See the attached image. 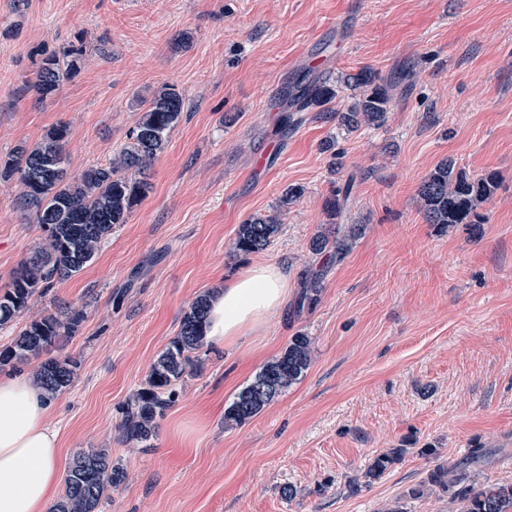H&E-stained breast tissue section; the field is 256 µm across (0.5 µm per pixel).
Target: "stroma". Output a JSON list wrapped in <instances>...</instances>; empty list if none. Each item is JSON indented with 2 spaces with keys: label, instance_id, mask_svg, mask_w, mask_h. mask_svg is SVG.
Here are the masks:
<instances>
[{
  "label": "stroma",
  "instance_id": "obj_1",
  "mask_svg": "<svg viewBox=\"0 0 512 512\" xmlns=\"http://www.w3.org/2000/svg\"><path fill=\"white\" fill-rule=\"evenodd\" d=\"M65 47L79 50L77 71L39 100L42 55ZM362 68L395 83L382 128L338 134L344 88L290 113L303 76ZM167 84L184 114L146 197L16 320L86 309L51 350L81 363L50 403L60 472L78 449H111L127 479L100 512H459L425 480L473 448L478 482L512 484V0H0V159L64 123L71 173L108 164ZM448 157L496 174L482 223H425L417 190ZM291 184L305 194L280 207ZM346 184L342 221L364 230L336 261L310 244ZM19 192L0 181V289L44 237ZM255 213L278 214L274 242L230 253ZM261 261L287 266L286 306L234 346L204 345L151 448L122 443L123 409L189 303ZM311 269L321 288L302 307ZM300 333L305 376L226 427L235 395ZM394 448L401 458L367 481Z\"/></svg>",
  "mask_w": 512,
  "mask_h": 512
}]
</instances>
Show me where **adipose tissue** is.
I'll return each mask as SVG.
<instances>
[{"mask_svg": "<svg viewBox=\"0 0 512 512\" xmlns=\"http://www.w3.org/2000/svg\"><path fill=\"white\" fill-rule=\"evenodd\" d=\"M288 301L285 268L255 262L210 300L206 339L228 346ZM31 378L0 377V512H46L57 485L58 437Z\"/></svg>", "mask_w": 512, "mask_h": 512, "instance_id": "obj_1", "label": "adipose tissue"}]
</instances>
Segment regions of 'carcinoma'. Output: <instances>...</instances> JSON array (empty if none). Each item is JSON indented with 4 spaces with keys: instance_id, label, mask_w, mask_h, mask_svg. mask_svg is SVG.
Segmentation results:
<instances>
[{
    "instance_id": "1",
    "label": "carcinoma",
    "mask_w": 512,
    "mask_h": 512,
    "mask_svg": "<svg viewBox=\"0 0 512 512\" xmlns=\"http://www.w3.org/2000/svg\"><path fill=\"white\" fill-rule=\"evenodd\" d=\"M75 55L73 49L44 54L33 83L39 99L53 96L75 74ZM337 83L359 90L354 101L337 113L340 130L351 133L384 125L391 97L377 73L363 68L341 76ZM288 96L302 109L332 100L337 90L325 81L304 79L288 90ZM183 111V94L176 86L157 89L112 162L92 165L77 176L69 173V128L65 124L52 128L40 143L22 145L0 160V179L18 182L20 207L32 213L46 232L42 244L21 262L9 286L0 292V329L11 327L19 313L29 308L33 299L46 296L56 281L80 273L112 230L126 223L132 208L146 195L147 173L164 151ZM497 187L495 174L471 175L448 158L424 178L417 197L426 223L448 227L474 223L477 210ZM343 206L338 193L326 200L328 227L312 238L313 252H327L340 259L361 236L362 225L336 222ZM279 230L277 217L252 214L238 225L231 252L263 251ZM210 296L209 292L198 295L184 310L177 335L152 363L143 386L127 403L119 425L122 442L151 447L159 419L176 401V387L197 372L196 353L204 346ZM83 318V310L73 308L64 315L47 313L31 320L11 345L0 350V368L38 360L32 378L48 400L55 399L73 385L79 361L72 356H50L49 348L75 335ZM311 361V339L304 334L292 337L284 351L236 394L224 411V425L240 426L258 415L304 376ZM401 452L398 448L376 456L365 477L379 478ZM125 480L126 471L112 461L111 449H81L73 457L64 491L50 512H99L112 489ZM426 483L449 492L452 499L462 503L461 512H512V484L486 486L469 481L462 467L439 465L428 474Z\"/></svg>"
}]
</instances>
